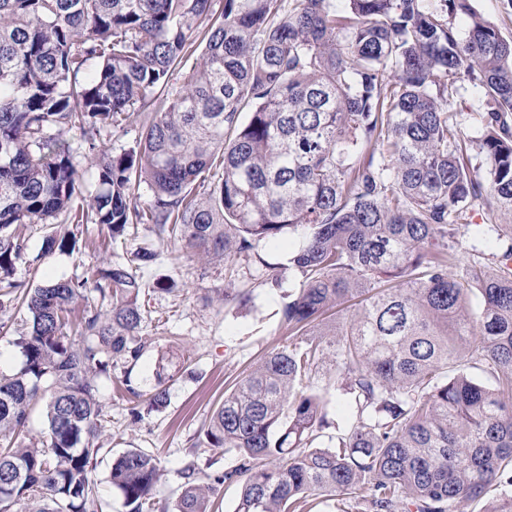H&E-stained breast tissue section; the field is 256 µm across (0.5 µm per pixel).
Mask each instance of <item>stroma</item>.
<instances>
[{
	"label": "stroma",
	"instance_id": "35a3bbf8",
	"mask_svg": "<svg viewBox=\"0 0 512 512\" xmlns=\"http://www.w3.org/2000/svg\"><path fill=\"white\" fill-rule=\"evenodd\" d=\"M487 110L482 90L463 84L448 102V111L457 125L459 140L467 148L478 180H486L488 164L478 149L484 132ZM460 228L457 253L460 264H467L473 243L467 227L471 224H512V213L479 199ZM149 225H139L137 233L125 242L113 244L106 227L90 225L86 242L79 251L55 252L41 257V236L32 234L25 262L16 267L15 277L34 288L50 280H83L113 254L133 252ZM301 241L300 233L287 235L276 244L263 247L262 263L239 264L233 288H248L252 302L241 308L222 301L215 293L217 280L211 268L189 258L174 245H160L156 265L142 269L147 286L142 297L145 319L142 333L149 342L133 368L130 379L133 394L117 396L114 381H98V396L104 409L101 448L96 460V480L104 512H128L121 494L112 486L113 460L130 449L157 458L161 477L155 487L157 512H176L182 491L181 469L197 464L203 481L209 482L237 463L235 454L208 447L204 431L224 394L268 352L284 343L288 333L280 321V311L299 277L288 268V257ZM173 278L179 285L173 292H159L153 285L158 278ZM170 374L168 402L161 410L132 421L128 410L139 397L149 396L158 370Z\"/></svg>",
	"mask_w": 512,
	"mask_h": 512
}]
</instances>
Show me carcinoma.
Returning <instances> with one entry per match:
<instances>
[{
  "instance_id": "carcinoma-1",
  "label": "carcinoma",
  "mask_w": 512,
  "mask_h": 512,
  "mask_svg": "<svg viewBox=\"0 0 512 512\" xmlns=\"http://www.w3.org/2000/svg\"><path fill=\"white\" fill-rule=\"evenodd\" d=\"M203 17V62L166 98ZM465 82L489 106L485 193L448 116ZM132 125L135 144L101 153L87 185L66 136L94 152ZM375 147L387 161L374 164ZM483 196L512 212V39L470 0H0V332L27 312L22 366L0 375V512H103L97 379L121 366L130 382L147 344L138 271L160 253L147 240L96 268L106 309L74 324L87 281L14 278L30 231L45 257L75 249L88 224L114 241L150 224L226 280L304 230L288 342L205 431L238 464L212 483L184 467L177 512H210L222 485L239 488L235 512L336 498L340 512H461L497 490L488 512H512V225L450 273L456 222ZM325 358L335 375H319ZM332 387L354 423L321 446ZM42 401L46 428L27 444ZM167 401L159 374L148 407ZM159 474L131 449L111 483L129 512H155Z\"/></svg>"
}]
</instances>
